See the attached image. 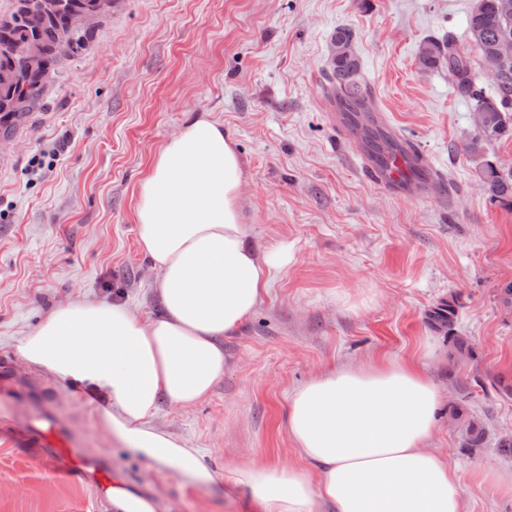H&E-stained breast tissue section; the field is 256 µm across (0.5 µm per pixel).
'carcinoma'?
<instances>
[{
  "label": "carcinoma",
  "mask_w": 512,
  "mask_h": 512,
  "mask_svg": "<svg viewBox=\"0 0 512 512\" xmlns=\"http://www.w3.org/2000/svg\"><path fill=\"white\" fill-rule=\"evenodd\" d=\"M500 0H477L476 7L468 17V28L476 41L482 57L491 54L497 43L505 35L512 36V16L507 17L499 9ZM6 33L0 32V43L11 40L32 42L40 56L39 67L15 61L0 51V130L9 134L28 113L40 107L43 97L64 61L51 53V46L63 34H68L72 42V54H78L85 46L90 32H67V16L46 18L28 7V0H15L14 9L9 16ZM432 56L421 61L426 69L448 67L455 77L457 94L470 102L473 110H485L490 113L491 131L484 139H498L512 136V60L504 64L495 84L497 96L486 94L476 80L470 57L461 50L456 42L431 40ZM331 82L336 91V101L348 111H356L365 106L370 99L371 90L360 76L358 57L332 61ZM485 188L492 197L505 200L512 197V171L501 172L490 163L480 171ZM455 311L452 305H440L428 314V319L437 329L448 330L450 345L448 381L464 392L470 383L460 379L456 369L455 353L466 352L475 357L476 352L471 340L453 332ZM486 440V430L478 419H470L467 444L470 448H480Z\"/></svg>",
  "instance_id": "obj_1"
}]
</instances>
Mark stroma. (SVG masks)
I'll return each instance as SVG.
<instances>
[{
    "label": "stroma",
    "instance_id": "stroma-1",
    "mask_svg": "<svg viewBox=\"0 0 512 512\" xmlns=\"http://www.w3.org/2000/svg\"><path fill=\"white\" fill-rule=\"evenodd\" d=\"M476 0H121L84 50L58 73L45 104L0 148V361L16 362V339L57 305L78 297L119 300L154 314L155 279L135 220L139 186L157 150L187 113L223 122L246 162L242 213L259 251L285 250L263 306L224 340L226 367L210 397L185 412L162 404L159 421L201 450L216 470L244 454L295 459L288 394L323 369L371 357L402 359L433 331L428 311L456 309L454 330L481 379L449 394L430 447L457 469L466 512H512V498L478 483L475 466L512 468L498 440L512 431V204L491 198L480 170H512V137L479 152L472 106L444 68L419 51L453 38L488 95L496 85L468 29ZM353 34L361 73L388 125L452 188L390 196L367 178L351 142L323 104L336 29ZM54 153L49 167L31 158ZM346 295L354 303L338 302ZM75 447L111 458L160 503L158 512H242L223 482L197 490L147 478L143 462L93 422L99 402L70 382L42 376ZM484 421L480 448L452 421ZM29 411L0 382V512H95L89 489L63 480L32 448L5 433Z\"/></svg>",
    "mask_w": 512,
    "mask_h": 512
}]
</instances>
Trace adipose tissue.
I'll return each mask as SVG.
<instances>
[{
	"label": "adipose tissue",
	"mask_w": 512,
	"mask_h": 512,
	"mask_svg": "<svg viewBox=\"0 0 512 512\" xmlns=\"http://www.w3.org/2000/svg\"><path fill=\"white\" fill-rule=\"evenodd\" d=\"M245 162L206 112L165 140L140 184L138 244L156 272L157 312L76 298L20 336L32 370L105 399L99 427L149 471L225 496L247 494V512H464L455 469L427 448L446 395L418 356L333 367L299 384L287 431L298 463L249 459L225 474L156 422L161 402L184 411L224 375V339L265 302L283 252L259 254L242 222Z\"/></svg>",
	"instance_id": "adipose-tissue-1"
}]
</instances>
